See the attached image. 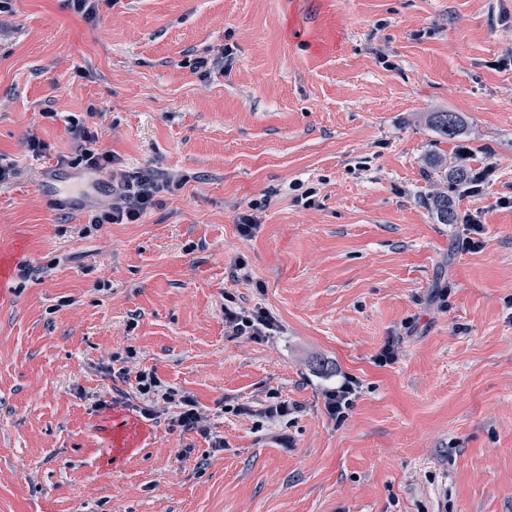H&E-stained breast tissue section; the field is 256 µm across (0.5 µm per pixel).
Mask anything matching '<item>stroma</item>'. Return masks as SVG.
I'll use <instances>...</instances> for the list:
<instances>
[{"label":"stroma","instance_id":"1","mask_svg":"<svg viewBox=\"0 0 512 512\" xmlns=\"http://www.w3.org/2000/svg\"><path fill=\"white\" fill-rule=\"evenodd\" d=\"M225 45L231 63L200 78ZM510 57L512 0H101L91 21L11 0L0 512H512ZM447 111L453 138L427 120ZM73 119L181 189L137 224L59 208L44 175L90 177ZM435 157L495 171L469 196ZM446 189L484 224L479 251L438 223ZM228 293L282 334L225 336ZM393 338L397 362L377 366ZM313 356L362 383L343 422ZM114 364L196 398L209 436L143 418ZM272 395L300 412L273 430L235 412Z\"/></svg>","mask_w":512,"mask_h":512}]
</instances>
